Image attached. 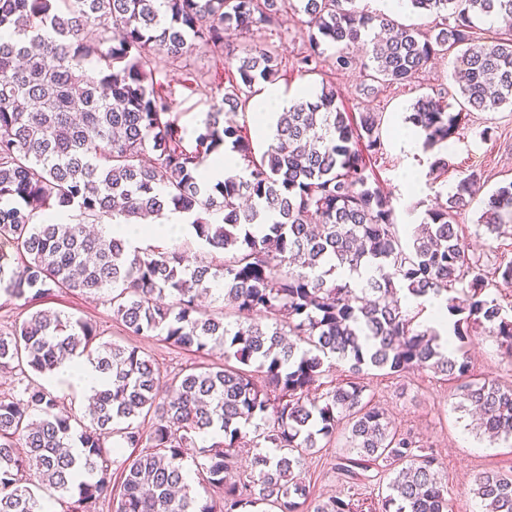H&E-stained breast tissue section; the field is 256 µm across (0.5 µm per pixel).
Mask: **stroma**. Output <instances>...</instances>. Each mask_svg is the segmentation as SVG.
<instances>
[{"label":"stroma","mask_w":512,"mask_h":512,"mask_svg":"<svg viewBox=\"0 0 512 512\" xmlns=\"http://www.w3.org/2000/svg\"><path fill=\"white\" fill-rule=\"evenodd\" d=\"M305 21L301 10L286 7L277 23L254 26L247 33H232L228 44L233 48L242 44L275 46L282 57V72L276 86L284 100L295 97L300 87L317 90L328 82L335 86L339 102L347 111L382 113L384 149L370 164L377 184L393 199L397 223H419L427 205L435 198H447L456 183L468 175H477L488 193L512 181L510 106L495 112H472L467 124L452 138L454 148L446 156L447 170L437 177L430 171L435 156L423 150L421 140L409 142L395 135V125L403 123L412 103L421 95H439L452 106L460 105L461 97L454 81L457 50L438 56L410 84L373 80L356 70L334 71L329 61L334 50L330 47L325 50L326 61L317 71L301 73L297 70L298 62L309 51ZM236 76V68L228 58L218 57L199 44L181 62L156 74L155 79L169 96L173 116L192 133L213 105L220 103ZM409 171L418 174L426 184L419 195H409L403 182ZM480 213V204H473L458 214L457 222L460 233L471 245L472 254L491 270L512 260V231L494 239L477 235ZM45 306L94 321L105 339L139 346L167 372L223 359L218 349L202 355L173 347L159 336H127L113 322L109 306L94 297L56 294L46 300ZM468 347L475 375L512 384V358L503 357L485 332L471 336ZM364 383L366 398L386 408L398 429L433 448L448 486V512H482L481 501L473 492L474 477L486 470H512V447L477 435L471 415L456 408L455 382L429 371L397 376L372 370ZM344 444L345 435L340 432L335 442L308 455L302 478L310 485L313 500L304 505L303 512H313L315 501L336 494L350 495L363 500L368 507H376L381 488L387 483L386 476L372 467L360 472L356 484L346 483L336 468Z\"/></svg>","instance_id":"1"}]
</instances>
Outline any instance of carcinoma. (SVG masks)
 I'll return each mask as SVG.
<instances>
[{
    "mask_svg": "<svg viewBox=\"0 0 512 512\" xmlns=\"http://www.w3.org/2000/svg\"><path fill=\"white\" fill-rule=\"evenodd\" d=\"M300 2L310 47L299 61L304 72L331 44L335 70L358 65L401 84L464 45L465 103L481 112L512 106V0H408L421 13H444L448 23L435 34L357 11L353 0ZM278 14V0H0V297L30 311L0 332V371L21 375L17 394L0 397V512H47L49 499L69 500L68 512H92L106 500L114 512H301L311 489L295 471L340 428L346 480L372 466L394 474L378 512H448L437 458L364 400L360 376L371 368L462 381L458 408L474 407L490 439L512 441V385L471 374L465 349L484 329L512 358V314L455 223L477 201L485 233H505L512 181L482 198L477 178L460 179L402 241L392 197L367 174L365 155L383 150L379 113L352 117L326 83L278 114L259 159L242 127L222 119L224 109L248 105L255 85L280 77L270 46L233 56L240 83L206 114L194 145L171 119L155 73L197 42L222 54L224 32H248ZM476 18L501 23L506 36L475 40ZM465 118L423 95L407 121L433 150ZM223 147L237 154L239 172L204 181L202 167ZM149 152L156 163H146ZM60 209L127 224L179 210L207 254L220 258L130 248L83 224L34 223ZM214 289L235 320L199 303ZM56 293L100 295L126 334L156 332L201 354L219 347L224 363L165 376L140 347L105 341L93 322L40 308ZM429 294L445 296L454 317L451 350L401 304ZM81 358L109 380L83 419L59 410L34 380ZM331 359L348 366L349 378L309 399ZM215 428L222 440L198 444ZM72 440L75 455L65 450ZM247 446L275 453L254 454L248 476L236 480V454ZM188 459L206 475L203 497L186 480ZM474 494L483 512H512V472L479 473ZM314 512L362 505L330 496Z\"/></svg>",
    "mask_w": 512,
    "mask_h": 512,
    "instance_id": "obj_1",
    "label": "carcinoma"
}]
</instances>
